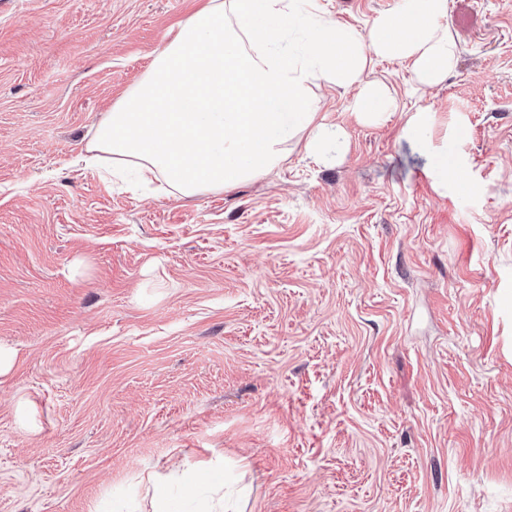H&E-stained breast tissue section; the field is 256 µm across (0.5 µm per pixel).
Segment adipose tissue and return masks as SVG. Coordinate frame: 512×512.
<instances>
[{
    "mask_svg": "<svg viewBox=\"0 0 512 512\" xmlns=\"http://www.w3.org/2000/svg\"><path fill=\"white\" fill-rule=\"evenodd\" d=\"M447 16L448 0H399L363 36L314 0H208L105 114L85 161L185 196L260 177L279 166L296 133L308 132L313 152L341 141L342 131L318 122L311 86L355 88L352 107L370 119L393 107L386 87L365 77L371 57L407 61L414 83L439 84L458 56ZM294 31L301 38L291 47ZM190 481L211 492L201 512H244L226 495L224 476L203 463L143 478L147 512H173V486Z\"/></svg>",
    "mask_w": 512,
    "mask_h": 512,
    "instance_id": "ef3b65f1",
    "label": "adipose tissue"
}]
</instances>
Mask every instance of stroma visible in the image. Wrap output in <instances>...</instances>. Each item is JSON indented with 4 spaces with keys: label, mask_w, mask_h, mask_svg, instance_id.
Listing matches in <instances>:
<instances>
[{
    "label": "stroma",
    "mask_w": 512,
    "mask_h": 512,
    "mask_svg": "<svg viewBox=\"0 0 512 512\" xmlns=\"http://www.w3.org/2000/svg\"><path fill=\"white\" fill-rule=\"evenodd\" d=\"M206 3L0 0V512H127L183 460L246 512H512V0H448L433 89L374 59L377 120L312 86L339 158L126 191L81 156ZM397 4L317 0L363 35Z\"/></svg>",
    "instance_id": "35a3bbf8"
}]
</instances>
